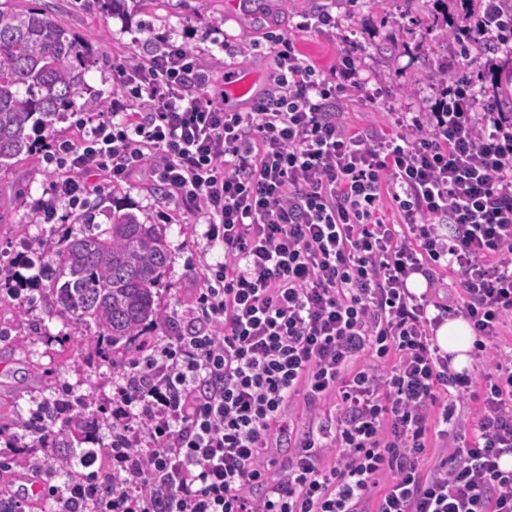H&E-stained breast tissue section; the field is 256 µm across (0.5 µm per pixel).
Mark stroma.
Wrapping results in <instances>:
<instances>
[{
	"label": "stroma",
	"mask_w": 512,
	"mask_h": 512,
	"mask_svg": "<svg viewBox=\"0 0 512 512\" xmlns=\"http://www.w3.org/2000/svg\"><path fill=\"white\" fill-rule=\"evenodd\" d=\"M53 20L90 48L86 80L93 89L111 94L116 73L113 61L141 53L156 35L169 33L189 48L213 59L216 76L224 74V59L233 55L239 68L257 74V90L267 87L272 64L271 34L291 38L301 57L332 77L341 57L354 52L365 96L345 98L341 120L353 129L386 127L392 112H427L440 87L447 51L436 50L439 24L461 23V0H359L349 6L337 0L336 27L302 31L297 22L320 8L324 0H270L274 22L259 18L258 0H124L109 12L96 0H36ZM224 49H215V42ZM39 153L21 155L0 171V264L19 258L31 262L34 281L18 307L0 311V459H10L7 436L18 433L35 398L64 387L88 397L96 413L112 405L111 375L115 370L105 342L93 331L79 329L69 317L50 311L48 291L36 265L45 240L79 233L85 218L108 224L113 212L137 216L144 224L166 225L170 261L156 288L160 310L184 314L197 288L202 262H215L207 252L204 221L184 218L178 202L149 181L140 179L102 194H89L86 208L73 212L58 204L54 223H41L33 200L51 189ZM26 237V249L16 241Z\"/></svg>",
	"instance_id": "obj_1"
}]
</instances>
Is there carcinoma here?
<instances>
[{
    "label": "carcinoma",
    "instance_id": "carcinoma-1",
    "mask_svg": "<svg viewBox=\"0 0 512 512\" xmlns=\"http://www.w3.org/2000/svg\"><path fill=\"white\" fill-rule=\"evenodd\" d=\"M86 51L41 8L18 11L0 3V169L31 151V133L51 131L67 112L106 108L103 93L85 80ZM52 258L43 266L51 309L80 327L94 328L110 346L133 350L163 313L153 289L169 260L166 226L141 224L112 213L106 226L88 225L82 236L48 240ZM56 423L55 448L72 447L84 432L80 420L89 403Z\"/></svg>",
    "mask_w": 512,
    "mask_h": 512
}]
</instances>
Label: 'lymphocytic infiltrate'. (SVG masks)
<instances>
[{"instance_id": "f902f5d3", "label": "lymphocytic infiltrate", "mask_w": 512, "mask_h": 512, "mask_svg": "<svg viewBox=\"0 0 512 512\" xmlns=\"http://www.w3.org/2000/svg\"><path fill=\"white\" fill-rule=\"evenodd\" d=\"M463 30L434 111L386 130L339 119V91L363 89L352 56L332 86L273 36V88L242 112L165 37L115 64L77 138L43 140L54 197L146 178L221 255L124 364L98 470L59 482L21 460L52 512H512V112L495 70L512 0H480ZM451 318L480 371L436 345Z\"/></svg>"}]
</instances>
